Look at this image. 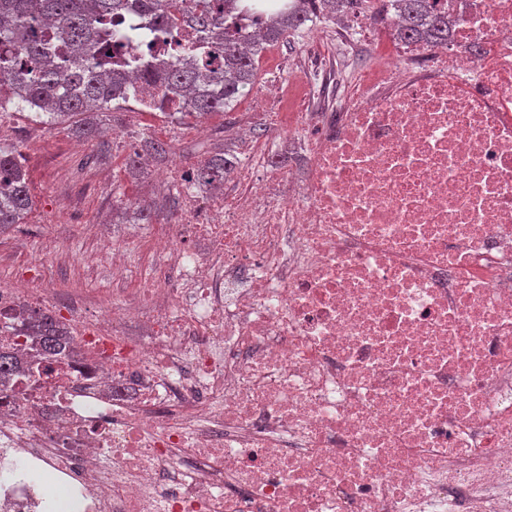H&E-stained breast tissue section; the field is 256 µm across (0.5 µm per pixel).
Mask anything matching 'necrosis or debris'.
<instances>
[{
	"instance_id": "obj_1",
	"label": "necrosis or debris",
	"mask_w": 512,
	"mask_h": 512,
	"mask_svg": "<svg viewBox=\"0 0 512 512\" xmlns=\"http://www.w3.org/2000/svg\"><path fill=\"white\" fill-rule=\"evenodd\" d=\"M436 6L447 44L384 18L336 110L303 107L311 69L246 112L231 187L174 162L112 304L33 286L40 262L0 285V346L30 349L25 309L71 338L0 383V512H512V0ZM125 21L137 75L158 50Z\"/></svg>"
}]
</instances>
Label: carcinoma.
Here are the masks:
<instances>
[{
    "mask_svg": "<svg viewBox=\"0 0 512 512\" xmlns=\"http://www.w3.org/2000/svg\"><path fill=\"white\" fill-rule=\"evenodd\" d=\"M232 1L247 11L272 9L260 18L244 48L236 32L225 27L226 9ZM288 1L292 2L290 9L277 10L268 0H195L194 9L185 12L186 21L224 46V69L211 68L207 57L194 49L176 62H159L143 82L160 85L165 95L175 93L188 115L200 121L214 112H228L253 90L257 58L264 50L312 20L308 3L314 0H281ZM165 2L0 0V83L8 82L9 88L6 96L0 95V107H27L49 126L66 123L73 135L97 141L99 156L107 155L110 145L102 140L106 121L136 87L127 72L129 61L106 52V47L121 39L114 23L131 11H147L154 16L155 34L168 38L172 18ZM394 6L399 36L427 46L448 42V17L437 12L431 0H394ZM45 22L53 23L55 37L38 33ZM166 153V144L147 139L127 167L138 172L149 160ZM237 164V156L216 153L200 164V175L206 185L217 188ZM31 205L22 154L0 147V228L25 223ZM26 329L31 341L47 352L71 343L60 322L44 313H29ZM17 365L15 353L0 351V382L9 381Z\"/></svg>",
    "mask_w": 512,
    "mask_h": 512,
    "instance_id": "1",
    "label": "carcinoma"
}]
</instances>
